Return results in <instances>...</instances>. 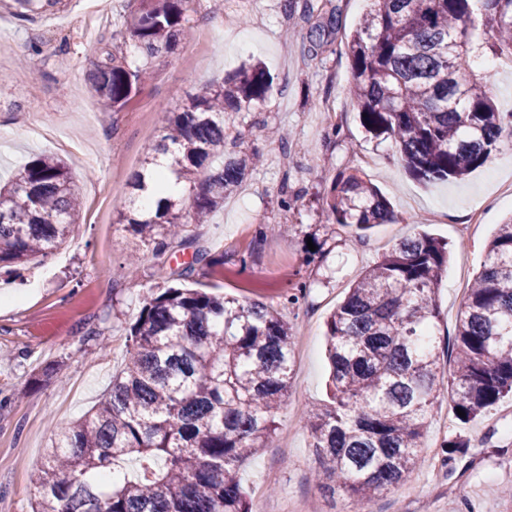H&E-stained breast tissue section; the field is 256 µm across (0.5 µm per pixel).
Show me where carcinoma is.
I'll return each instance as SVG.
<instances>
[{"label": "carcinoma", "mask_w": 512, "mask_h": 512, "mask_svg": "<svg viewBox=\"0 0 512 512\" xmlns=\"http://www.w3.org/2000/svg\"><path fill=\"white\" fill-rule=\"evenodd\" d=\"M66 0H12L18 15L65 7ZM126 31L96 58L98 104L123 111L148 78L127 62L128 38L152 59L186 39L193 0H135ZM336 13L310 31L318 47ZM512 56V0H370L350 35L349 93L361 123L395 141L416 179H461L512 138V112L494 104L484 63ZM258 65L224 84L188 94L158 113L163 135L128 180L130 199L147 186L155 160L184 184L144 216L120 203L119 223L163 254L190 225L205 223L260 157H242L224 115L249 112L271 95ZM189 206L191 223L183 221ZM81 213L65 162L39 156L0 184V270L44 258L67 239ZM327 218L366 234L394 218L365 175L334 176ZM448 243L428 234L399 241L348 289L326 321L331 403L303 411L320 489L341 488L367 504L401 485L443 394L467 422L512 394V215L485 248L446 346L444 378L434 328L436 289ZM128 356L105 399L54 433L34 478V512H252L237 479L245 462L276 435L290 388L292 327L260 302L168 286L144 300L130 327ZM139 462L126 475L115 467Z\"/></svg>", "instance_id": "cac0c4a2"}]
</instances>
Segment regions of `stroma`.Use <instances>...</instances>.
<instances>
[{"label": "stroma", "instance_id": "stroma-1", "mask_svg": "<svg viewBox=\"0 0 512 512\" xmlns=\"http://www.w3.org/2000/svg\"><path fill=\"white\" fill-rule=\"evenodd\" d=\"M124 0L111 13L100 0H69L65 11L28 19L0 5V180L13 178L34 156L67 161L82 197L81 216L62 248L19 274L0 273V293L19 302L0 306V512H32L33 471L45 460L54 429L88 414L123 369L128 334L145 296L193 255L189 288L257 301L280 313L293 329L291 388L278 413L272 447L240 469L253 512H512V499L494 488L512 486V399L503 398L468 424L456 420L448 398L436 404L432 424L408 479L365 505L343 492L328 495L313 480L306 405L330 399L325 322L344 290L404 237L428 233L452 246L436 292L439 332L454 331L457 313L480 268L487 242L512 204L497 195L512 182V142L461 181L423 184L403 169L394 143L367 133L348 94L347 35L364 0H332L338 26L327 50L315 52L308 32L327 19L316 10L287 19L280 0H197L193 37L155 58V75L123 111L105 112L91 90L101 40L110 38ZM262 63L274 78L269 98L255 110L225 116L240 153H259L238 189L209 223L195 226L185 244L160 257L119 224L116 207L146 150L160 140L157 114L173 111L186 94L223 83L242 66ZM289 133L281 149L261 126ZM365 170L390 198L396 219L366 237L327 223L331 180ZM482 224L469 235L458 226L472 210ZM320 241L310 255L308 239ZM139 252L136 275L125 259ZM308 293L291 304L293 288ZM470 441L447 464L442 444L454 434Z\"/></svg>", "mask_w": 512, "mask_h": 512}]
</instances>
